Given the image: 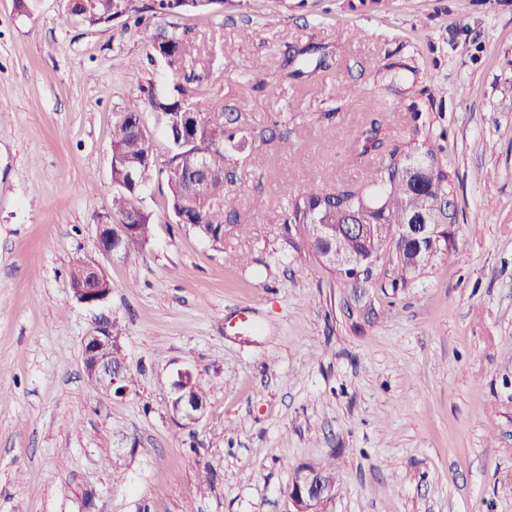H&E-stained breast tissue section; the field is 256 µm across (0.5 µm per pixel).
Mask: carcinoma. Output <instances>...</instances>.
Returning a JSON list of instances; mask_svg holds the SVG:
<instances>
[{
	"mask_svg": "<svg viewBox=\"0 0 512 512\" xmlns=\"http://www.w3.org/2000/svg\"><path fill=\"white\" fill-rule=\"evenodd\" d=\"M94 2L99 14H109L116 7L120 8L123 17L131 12L130 0ZM206 6L203 0H168L166 3L162 0L158 4V8L166 7L175 16L202 12ZM134 25L140 29L145 43L166 63L171 74L168 89L160 94H150L149 106L150 111L161 117L170 144L164 165L172 210L176 216L186 217L197 235L216 240L223 221L212 203L224 199V181L233 173L232 153L244 150L250 142L267 141V130L263 128L250 133L247 139H238L224 126L222 108L202 113V121L197 124L176 127L179 113L198 110L197 97L204 75L186 70L184 42L176 33L154 25L143 16L136 18ZM146 133L141 112L126 111L116 116L112 124V146L119 153L112 171L113 215L120 220L134 216L135 223L139 224V232L126 243L129 253L145 245L152 232L151 214L144 205V189L134 186L141 173L149 177L156 166L153 144ZM440 151L441 148L425 141H415L407 149V153L424 155L434 164L440 163ZM189 154L211 157V169L202 186L196 184L193 175L186 171L185 157ZM405 154L391 152L381 167L366 176L372 184V193L368 195L349 185L332 193L316 183L308 184L289 196L285 223L293 225L309 245L316 241L320 226L324 224L332 229L351 222L365 224L364 238H340L338 247L352 255L363 256L372 252L382 256L389 250L394 251L398 281L406 282L413 273L405 257L414 247L404 237V225L411 223L413 216L430 211L438 198L450 195V188L448 173L442 170L423 190H414L401 172Z\"/></svg>",
	"mask_w": 512,
	"mask_h": 512,
	"instance_id": "cac0c4a2",
	"label": "carcinoma"
}]
</instances>
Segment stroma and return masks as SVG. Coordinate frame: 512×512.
I'll list each match as a JSON object with an SVG mask.
<instances>
[{
	"label": "stroma",
	"instance_id": "stroma-1",
	"mask_svg": "<svg viewBox=\"0 0 512 512\" xmlns=\"http://www.w3.org/2000/svg\"><path fill=\"white\" fill-rule=\"evenodd\" d=\"M158 23L206 74L202 108L288 135L260 146L274 168L238 153L219 240L179 223L156 173L148 244L103 257L114 114L145 113L165 161L148 98L166 67L122 20L0 0V512H289L295 470L326 461L330 512H512V0H224ZM374 119L381 145L359 153ZM415 135L440 140L454 245L403 288L381 261L356 327L286 193L360 183ZM82 261L112 283L95 307L71 290ZM102 317L121 395L84 372ZM184 371L205 400L186 427L170 409Z\"/></svg>",
	"mask_w": 512,
	"mask_h": 512
}]
</instances>
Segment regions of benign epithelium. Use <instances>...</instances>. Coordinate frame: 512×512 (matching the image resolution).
<instances>
[{"label":"benign epithelium","mask_w":512,"mask_h":512,"mask_svg":"<svg viewBox=\"0 0 512 512\" xmlns=\"http://www.w3.org/2000/svg\"><path fill=\"white\" fill-rule=\"evenodd\" d=\"M135 232L134 225L107 220L98 225L96 247L106 257L125 254L123 241L125 236ZM405 237L417 243L421 251L415 257L417 266L422 267L434 257L435 250L443 249V238L433 229L431 216L422 215L420 223L408 224ZM322 247L327 252L319 258L327 265L350 271L351 279L364 280L367 276L366 265L354 256L337 252L336 239L327 228L320 232ZM86 280L97 283L99 287H82L73 290L78 302L87 306H97L104 302L112 292V284L105 273L96 265L83 264ZM118 348L116 337L112 336V323L103 319L83 337L82 361L88 380L98 389L110 394L112 391L125 392L127 375L125 366L112 361V350ZM176 397L172 402L175 419L193 423L199 419L204 400L195 396L196 385L192 374L181 373L175 383ZM336 496V487L326 482L313 467H301L293 480L289 497L292 504L290 512H326L325 507Z\"/></svg>","instance_id":"1"}]
</instances>
